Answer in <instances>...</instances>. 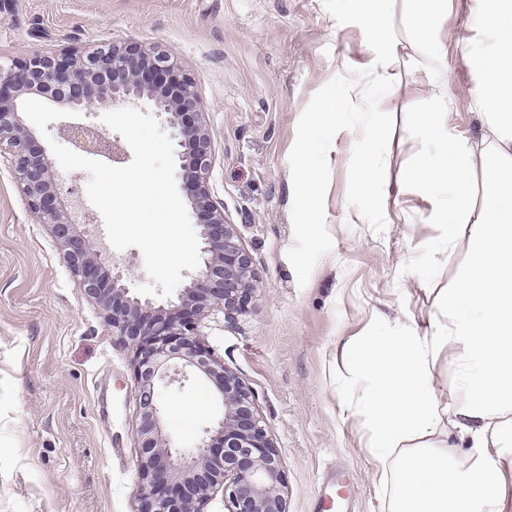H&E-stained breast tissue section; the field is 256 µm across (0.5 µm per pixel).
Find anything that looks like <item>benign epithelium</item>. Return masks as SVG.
Returning a JSON list of instances; mask_svg holds the SVG:
<instances>
[{
    "mask_svg": "<svg viewBox=\"0 0 512 512\" xmlns=\"http://www.w3.org/2000/svg\"><path fill=\"white\" fill-rule=\"evenodd\" d=\"M33 96L93 112L99 105L135 106L146 100L170 129L181 170L189 171L190 205L204 216L199 225L203 265L176 300L156 303L123 283L119 264H101L106 251L80 228L74 200L62 190L49 158L33 148L36 133L23 119L21 104ZM58 134L81 152L122 163L116 139L84 124H63ZM11 165L28 207L47 224L63 260L112 327V335L135 349L140 420L135 434L141 483L137 512H204L218 489L228 512H288L283 464L256 406L253 392L196 339L195 317L221 309L231 319L255 291L249 253L235 225L210 192L213 163L209 125L198 107L190 78L175 56L137 41L101 43L82 49L35 51L22 60L0 63V154ZM189 375L215 383L221 416L191 448L162 434L164 404L157 387Z\"/></svg>",
    "mask_w": 512,
    "mask_h": 512,
    "instance_id": "obj_1",
    "label": "benign epithelium"
}]
</instances>
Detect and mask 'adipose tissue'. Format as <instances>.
Masks as SVG:
<instances>
[{
    "label": "adipose tissue",
    "instance_id": "adipose-tissue-1",
    "mask_svg": "<svg viewBox=\"0 0 512 512\" xmlns=\"http://www.w3.org/2000/svg\"><path fill=\"white\" fill-rule=\"evenodd\" d=\"M351 0L371 57L367 78L349 82L350 98L370 106L350 206L364 222L386 207L391 188L381 166L377 104L397 81L395 21L421 39L434 78L435 109L411 113L425 145L401 188L432 202L445 229L430 263L448 264L457 247L469 263L426 324L390 323L382 333L341 340L336 361L346 394L342 410L363 417L364 447L387 512H505L512 478V194L495 187L512 178V0H467L469 93L484 132L469 139L449 128L448 70L441 20L448 0ZM491 194L473 201L475 177ZM447 364L448 385L434 376Z\"/></svg>",
    "mask_w": 512,
    "mask_h": 512
}]
</instances>
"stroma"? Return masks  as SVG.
Masks as SVG:
<instances>
[{
	"label": "stroma",
	"instance_id": "35a3bbf8",
	"mask_svg": "<svg viewBox=\"0 0 512 512\" xmlns=\"http://www.w3.org/2000/svg\"><path fill=\"white\" fill-rule=\"evenodd\" d=\"M466 15L450 0L446 119L474 138L482 128L468 95ZM128 39L176 56L209 125L210 191L257 288L232 321L202 313L197 340L253 391L283 462L288 512H383L363 422L341 412L336 343L388 321L423 322L468 256L457 249L423 280L441 231L421 193L396 196L369 224L349 206L360 134L317 127L322 108L355 126L364 114L345 91L343 61L361 69L369 58L348 0H0L6 61ZM426 66L406 46L380 105L392 181L422 148L408 115L433 105ZM306 141L319 144L323 168L310 224L299 221L296 178ZM134 362L1 157L0 512H136ZM215 392L205 379L161 388L164 434L194 446L219 414Z\"/></svg>",
	"mask_w": 512,
	"mask_h": 512
}]
</instances>
